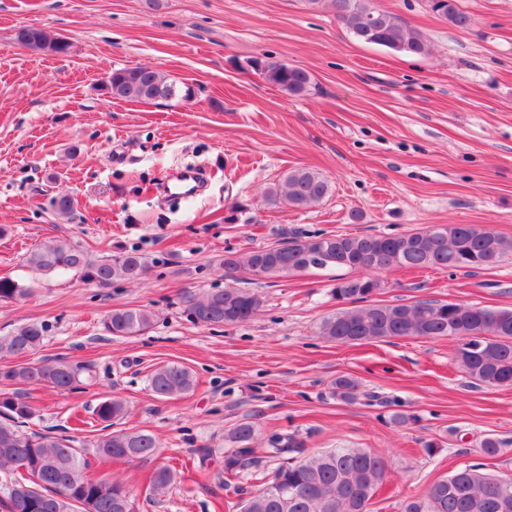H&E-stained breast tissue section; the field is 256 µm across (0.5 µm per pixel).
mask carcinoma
I'll return each instance as SVG.
<instances>
[{
	"label": "carcinoma",
	"instance_id": "cac0c4a2",
	"mask_svg": "<svg viewBox=\"0 0 512 512\" xmlns=\"http://www.w3.org/2000/svg\"><path fill=\"white\" fill-rule=\"evenodd\" d=\"M325 4L359 41L398 52L419 55L426 50L423 37L402 26L393 13L373 0H310ZM439 17L458 29L472 25V17L456 0H439L432 6ZM16 41L31 50L66 55L71 43L36 28H23ZM290 96H303L312 84L309 72L268 56L241 65ZM102 94L132 102L193 96L192 86L169 80L150 67L120 68L102 81ZM329 180L311 168H294L267 194L271 204L285 199L305 209L326 198ZM512 256V239L476 224H442L400 235L320 234L295 237L275 246L244 255L224 254L225 278L236 281L245 272L256 279L274 278L312 268H347L364 275L339 278L332 288L340 308L323 319L318 335L328 342L361 345L402 337L438 339L453 337L458 344L454 358L475 385L486 389L512 386V308L421 299L410 304H385L372 300L381 288L377 275L395 268L479 269ZM26 267L45 275L72 274L99 288L115 282H138L148 273L146 257L125 251L97 258L66 239L28 251ZM32 293L30 285L0 277V302H13ZM262 297L249 289L227 285L222 290L183 298L184 313L198 325H239L260 311ZM147 308L114 309L105 329L114 337L138 334L154 321ZM47 330L38 322L17 327L0 336V471L18 477L0 484V512H132L121 482L106 476L91 477L86 453L69 436L25 433L22 424L36 407L21 390L23 385L71 390L87 371L63 358L35 359ZM151 392L159 399L185 395L195 388L187 367L168 363L149 375ZM331 394L354 401L359 382L340 376L331 382ZM105 432L90 441L97 456L134 462L155 456L159 444L151 434L132 429L109 430L127 414L125 401L106 396L94 409ZM255 426L242 421L224 440L234 449L224 453V489L239 496L238 512H372L373 499L384 484L387 464L379 454L363 448H332L304 455L306 441L298 435L273 433L267 439L268 457L278 462L257 488L243 487L245 458L254 439ZM175 481L168 467L153 471L152 493L162 495ZM402 512H512V474L497 476L480 464L466 465L435 481L425 493L409 497Z\"/></svg>",
	"mask_w": 512,
	"mask_h": 512
}]
</instances>
